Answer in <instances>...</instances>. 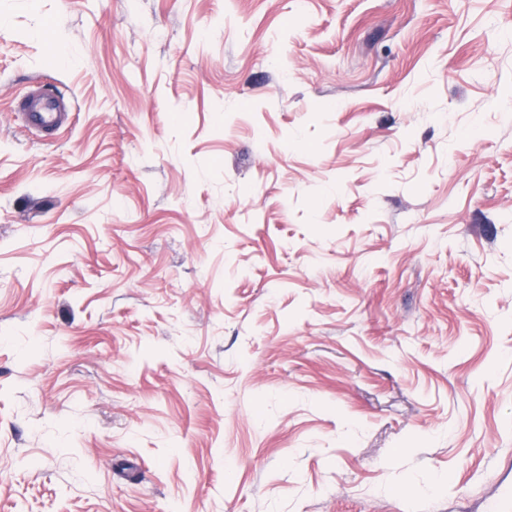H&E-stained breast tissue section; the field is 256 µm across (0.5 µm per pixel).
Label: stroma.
<instances>
[{
    "instance_id": "stroma-1",
    "label": "stroma",
    "mask_w": 512,
    "mask_h": 512,
    "mask_svg": "<svg viewBox=\"0 0 512 512\" xmlns=\"http://www.w3.org/2000/svg\"><path fill=\"white\" fill-rule=\"evenodd\" d=\"M510 499L512 0H0V512ZM74 100L70 96H49L40 83H32L16 100L15 112L26 128L45 139H54L61 131L72 126Z\"/></svg>"
}]
</instances>
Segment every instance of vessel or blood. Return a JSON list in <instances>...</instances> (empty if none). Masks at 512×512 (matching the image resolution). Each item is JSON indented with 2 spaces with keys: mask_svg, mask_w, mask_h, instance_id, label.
I'll return each mask as SVG.
<instances>
[{
  "mask_svg": "<svg viewBox=\"0 0 512 512\" xmlns=\"http://www.w3.org/2000/svg\"><path fill=\"white\" fill-rule=\"evenodd\" d=\"M74 100L65 95L50 96L40 83H32L15 102V115L26 128L43 138H55L73 124Z\"/></svg>",
  "mask_w": 512,
  "mask_h": 512,
  "instance_id": "vessel-or-blood-1",
  "label": "vessel or blood"
}]
</instances>
